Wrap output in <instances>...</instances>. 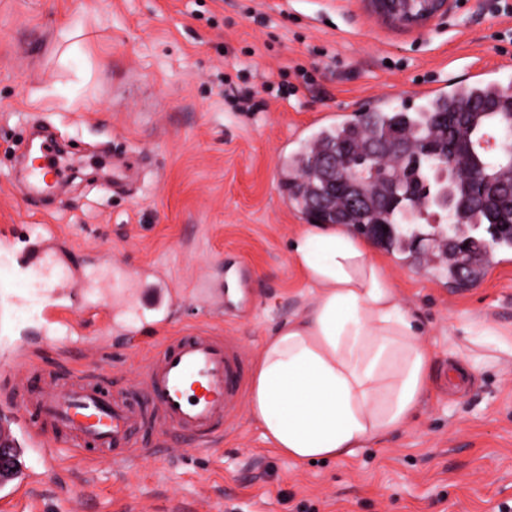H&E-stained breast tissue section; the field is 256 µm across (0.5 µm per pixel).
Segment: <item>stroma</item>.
Instances as JSON below:
<instances>
[{
  "mask_svg": "<svg viewBox=\"0 0 512 512\" xmlns=\"http://www.w3.org/2000/svg\"><path fill=\"white\" fill-rule=\"evenodd\" d=\"M466 20L386 27L360 0H0V231L13 252L54 225L78 271L115 284L111 324L65 366L134 382L153 342L147 285L167 330L205 326L255 364L310 299L288 242L307 218L281 169L322 112L409 104L420 87L489 69L512 87V13L464 0ZM67 148L50 197L24 186L31 141ZM433 359L417 415L349 460L300 464L267 445L240 403L223 446L171 438L128 469L61 447L55 470L0 512H512V359L473 361L465 325L512 328V253L465 286L422 253L376 246ZM149 338L127 349L122 325ZM87 484L71 505L66 488Z\"/></svg>",
  "mask_w": 512,
  "mask_h": 512,
  "instance_id": "obj_1",
  "label": "stroma"
}]
</instances>
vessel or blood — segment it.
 <instances>
[{
    "label": "vessel or blood",
    "instance_id": "vessel-or-blood-1",
    "mask_svg": "<svg viewBox=\"0 0 512 512\" xmlns=\"http://www.w3.org/2000/svg\"><path fill=\"white\" fill-rule=\"evenodd\" d=\"M32 233L23 260L30 280L22 293L0 296V331L7 330L12 310L26 309L44 333L55 334L56 347L69 353L85 344L80 314L87 290L83 282L58 276L61 261L46 246L51 227L37 224ZM6 363L15 381L0 397L11 415L0 424V443L11 445L13 458L0 469L4 501L39 478V469L19 464L25 451L15 445L18 435L27 437L40 469L46 470L56 461L51 444L60 439L86 459H107L120 468L134 465L156 450L142 436L150 424L191 441L193 449L211 452L245 391L244 362L236 347L205 328L163 337L139 381L125 390L113 389L94 369L44 371L18 344Z\"/></svg>",
    "mask_w": 512,
    "mask_h": 512
}]
</instances>
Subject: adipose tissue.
<instances>
[{
  "label": "adipose tissue",
  "mask_w": 512,
  "mask_h": 512,
  "mask_svg": "<svg viewBox=\"0 0 512 512\" xmlns=\"http://www.w3.org/2000/svg\"><path fill=\"white\" fill-rule=\"evenodd\" d=\"M288 252L311 300L264 342L249 414L278 454L349 459L418 411L431 353L369 240L344 224H310Z\"/></svg>",
  "instance_id": "adipose-tissue-1"
}]
</instances>
